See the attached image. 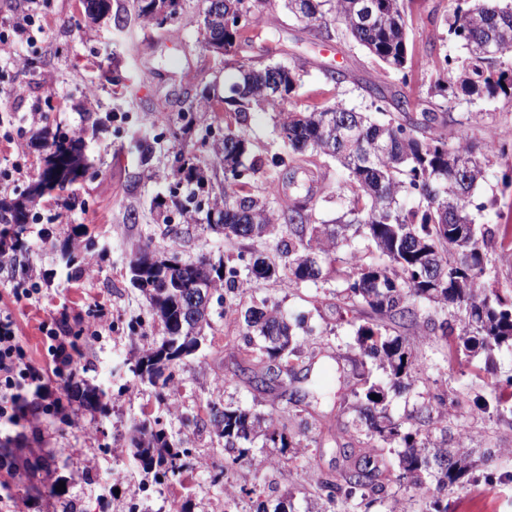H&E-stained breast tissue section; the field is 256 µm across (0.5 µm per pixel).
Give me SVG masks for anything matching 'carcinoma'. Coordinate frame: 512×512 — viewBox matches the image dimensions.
I'll return each instance as SVG.
<instances>
[{"instance_id":"1","label":"carcinoma","mask_w":512,"mask_h":512,"mask_svg":"<svg viewBox=\"0 0 512 512\" xmlns=\"http://www.w3.org/2000/svg\"><path fill=\"white\" fill-rule=\"evenodd\" d=\"M272 0H205L207 6L224 17V23L204 27L205 40L224 42V54L234 56L242 38V29L250 18L264 14ZM288 12L306 22L314 36L331 37V24L339 22L346 33L368 51L384 72H405L408 65V28L405 0H370L373 17L362 25L357 14L365 0H284ZM445 18L448 39L467 50L458 61L443 57V77L434 85L433 93H462L467 96L503 97L512 100V0H482L479 11L470 10L468 0H448ZM86 14L93 22L107 16L111 0H83ZM183 0H132L135 12L156 22L159 27L176 18ZM492 42L489 55L472 51V47ZM278 78L281 92L265 89L268 79ZM300 81L295 69L283 66L241 64L232 83L233 96L224 102L233 106V122L226 125L224 139L215 153L224 163V194L213 199L208 212V227L226 237L260 241L271 234L278 220H284L288 235L281 237L277 250L288 259V286L316 284L327 280L328 266L336 262V249L348 244L351 237L363 235L371 240L379 258L369 263L353 264L344 274L346 299L370 310V320L355 330L354 343L360 360L359 387L352 390L349 406L354 413L352 425L366 428V434L385 444L396 445L400 476L410 480L417 491H428L436 484L438 495L429 501L428 512H448L443 498L468 472L472 451L457 446L448 451V435L422 437L394 419L387 411L384 391L370 382V369L365 358L380 362L393 386L414 380L419 363L412 350L401 339L391 336V326L418 324L412 301L427 300L437 305L441 318L432 330L448 336L454 326L460 327L457 360L482 351L486 358L502 347L512 348V289L500 291L489 267L488 252L497 238L495 224H477L470 211L471 197L484 181L487 168L494 162L506 161L501 181L512 187V145L494 148L490 142L481 145L453 141L444 131V121L434 112L422 118L410 116L406 99L387 100L380 81L372 80V106L383 115L371 119L338 103L332 108L311 111H284L281 101L293 93ZM276 112V127L281 140L288 144V156L275 154L272 162L284 167L288 185L297 184L299 158L310 154L336 161L347 172L343 208L331 224L315 223L312 189L302 198L291 199L281 215L274 214L270 201L247 190V177L263 165L251 156V140L247 132L249 113L254 108ZM87 130L55 131L44 141L45 155L37 177L25 193L10 200L0 199V241L10 237L14 247L26 230L29 218L44 195L54 190L73 188L83 178L89 157L86 152ZM187 173L186 183L193 186L192 195L208 191L210 179L202 169L184 171L179 165L173 175ZM159 252L147 245L137 249L129 268L139 267L143 288L154 316L159 319L163 336L177 342V347L196 342L203 331L191 334L185 298L197 290L207 278L224 285V292L240 288V269L210 259L181 261L165 273L147 259ZM255 280L280 278V268L253 256L246 265ZM232 311L245 328L246 363L253 362L257 351L270 360L289 365L313 355L297 338L298 324H292L280 311L262 301L246 308L234 306ZM164 343L155 344L142 354L147 364L135 362V372L162 380L166 387L172 381L169 370L179 363L177 351L162 355ZM72 390L83 403L98 406L96 387L77 382ZM377 395L372 399L371 395ZM477 413L488 419L512 420V406L502 403L497 390L475 404ZM208 422L224 437V448L238 451L237 458L248 453L243 443L251 441L257 428L267 431V441L279 443L282 449L295 448L289 425L297 414L283 408L279 424L251 409L213 405L207 411ZM131 443L133 457L146 473L154 477H175L183 468L188 449L170 440L162 429L146 424L134 426ZM378 458L368 460L369 469L361 465L366 453L351 449L353 461L332 478L319 476L315 492L330 503L342 506V512H355L356 500L380 495L386 489L385 449H377Z\"/></svg>"}]
</instances>
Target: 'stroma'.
<instances>
[{
    "mask_svg": "<svg viewBox=\"0 0 512 512\" xmlns=\"http://www.w3.org/2000/svg\"><path fill=\"white\" fill-rule=\"evenodd\" d=\"M127 5L128 0H112L113 9L126 13L124 27L118 28L109 19L90 22L82 0H42L44 30L34 31L33 44L17 47V68L0 73V170L20 168L12 181L0 182V198L18 196L36 177L44 155L34 139L39 130H79L89 114L100 122L97 135L87 141L91 164L76 186L80 207H65L66 195L59 191L42 198L19 261H0V305L10 307L29 357L42 367L49 362L45 326L65 317L100 322L101 338L85 347L75 367L78 379L101 390V405L87 407L54 382L48 393L32 397L28 414L16 425L0 427V438L11 440L0 450L10 466L11 499L19 512H129L134 504L141 512H253V500L244 494L253 487L264 499L291 501L294 512H329L326 499L313 492L311 478L342 468L343 449L378 445L354 430L347 410L349 389L341 379L355 358L354 332L366 321L344 297V272L356 260L371 261L378 254L358 236L339 250L326 283L297 288L282 280L246 283L237 296L242 306L263 299L301 321V336L322 351L309 365L307 380L292 385L311 424L299 447L283 451L258 440L250 447V458L237 461L207 423L206 410L214 404L239 403L266 414L286 404L249 386L240 375L243 325L226 314L227 299L213 301L201 349L180 362L168 387L141 382L133 373L135 361L163 331L145 297L129 282L132 250L148 244L186 261L212 256L235 265L249 247L276 264L284 259L276 249L277 237L249 246L206 227L212 197L224 192V167L213 145L224 137L226 113L200 112L196 106L223 101L233 72L204 45L203 0H186L178 18L161 28L128 11ZM447 13L448 0H410L408 69L403 75H386L385 96L408 99L415 115L438 113L453 139L512 142V101L433 94L440 76L436 60L464 55L461 45L446 36ZM246 35L241 61L303 66L284 110L322 109L340 102L370 111L367 85L378 65L340 25H333L331 41L323 42L276 0ZM336 67L345 72L339 83L325 75ZM89 87L96 92L91 101L84 95ZM476 111L486 113V121L467 123L468 113ZM158 114L164 115V126H152ZM273 122L267 111L252 112L249 118L252 152L265 160L248 178L249 190L257 195L267 194L280 177L270 161L280 148ZM180 159L207 171L209 196L188 199L187 184L176 183L172 175ZM317 164L316 217L330 221L341 208L344 174L334 161L321 158ZM502 170L497 163L488 168L474 193L483 205L474 217L480 224L512 229V189L503 188ZM177 200L188 201L192 221L174 208ZM89 255L95 258L90 268L82 262ZM29 276L41 285L38 298L14 292ZM418 313L419 326L390 330L424 367L411 387H388V411L403 418L434 396H446V416L411 422V429L423 436L444 429L450 443L494 452L492 459H477L449 491L448 512H512V422L483 419L474 410L477 395L490 383L501 384L502 399L512 401V387L506 384L512 377V348H502L490 364L483 354H473L471 367H460L452 355L456 337L427 327L432 307L419 306ZM57 399L63 409L54 413L50 407ZM155 419L189 450L179 478L154 480L128 452L132 424ZM461 425L467 429L462 438L457 435ZM254 457L268 460V468L254 471ZM107 481L114 487L108 494L102 491ZM229 485L237 490L230 502L225 499ZM422 510L421 493L404 480L392 481L384 498L357 508Z\"/></svg>",
    "mask_w": 512,
    "mask_h": 512,
    "instance_id": "obj_1",
    "label": "stroma"
}]
</instances>
